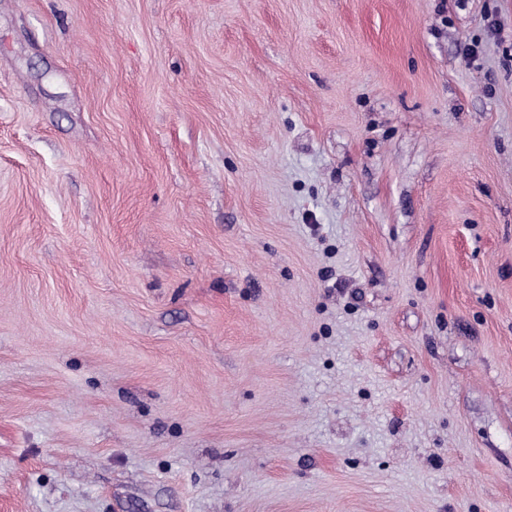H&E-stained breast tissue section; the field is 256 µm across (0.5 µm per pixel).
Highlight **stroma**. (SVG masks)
<instances>
[{"label":"stroma","instance_id":"1","mask_svg":"<svg viewBox=\"0 0 512 512\" xmlns=\"http://www.w3.org/2000/svg\"><path fill=\"white\" fill-rule=\"evenodd\" d=\"M0 512H512V0H0Z\"/></svg>","mask_w":512,"mask_h":512}]
</instances>
